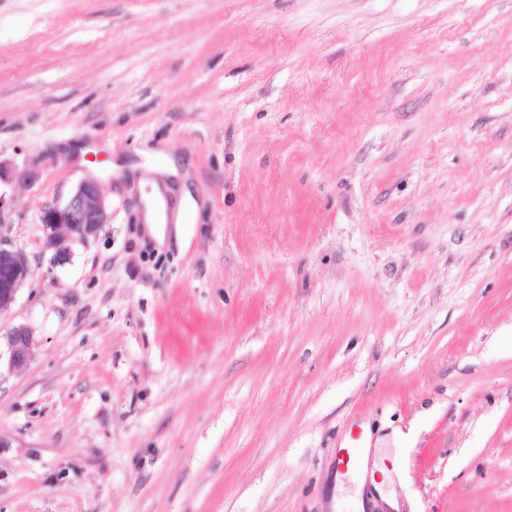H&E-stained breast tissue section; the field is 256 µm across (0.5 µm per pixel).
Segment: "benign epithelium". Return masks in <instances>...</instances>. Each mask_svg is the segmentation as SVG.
I'll use <instances>...</instances> for the list:
<instances>
[{
  "label": "benign epithelium",
  "mask_w": 512,
  "mask_h": 512,
  "mask_svg": "<svg viewBox=\"0 0 512 512\" xmlns=\"http://www.w3.org/2000/svg\"><path fill=\"white\" fill-rule=\"evenodd\" d=\"M31 185L37 179L33 170L12 173L0 163V182L12 178ZM105 202L98 184L84 181L62 205H50L42 209L40 221L46 232L47 246L57 249L56 259H63L58 250L62 241L77 237L88 240L97 236L105 223ZM29 274L27 255L19 250L0 246V312L6 313L15 301L18 290ZM0 361L6 360L12 369L26 365L30 357L33 335L26 326H14L0 334Z\"/></svg>",
  "instance_id": "benign-epithelium-1"
}]
</instances>
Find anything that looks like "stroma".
Returning <instances> with one entry per match:
<instances>
[{"label":"stroma","instance_id":"obj_1","mask_svg":"<svg viewBox=\"0 0 512 512\" xmlns=\"http://www.w3.org/2000/svg\"><path fill=\"white\" fill-rule=\"evenodd\" d=\"M0 161V512H354L362 424L400 512H512V0H0ZM105 219L104 198L94 181L80 183L63 205L46 206L40 214L47 246L52 248L72 237H96ZM150 191L143 195V220L153 233L163 234L158 225L166 224L164 187L156 181L149 183ZM27 255L19 249L2 247L0 236V312L6 313L29 274ZM32 341L33 335L26 326H14L3 335L0 327V368L3 359L6 360L9 368L24 367L30 357Z\"/></svg>","mask_w":512,"mask_h":512}]
</instances>
